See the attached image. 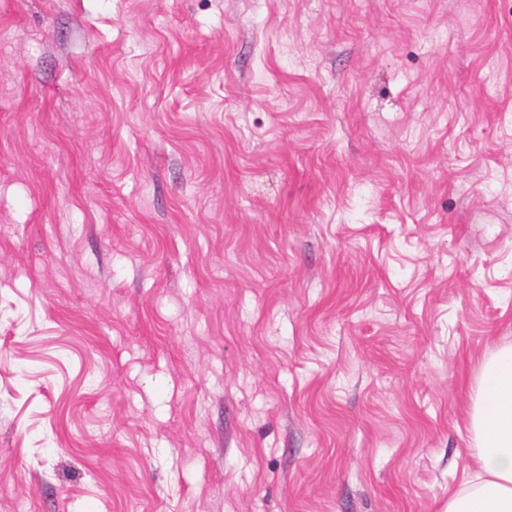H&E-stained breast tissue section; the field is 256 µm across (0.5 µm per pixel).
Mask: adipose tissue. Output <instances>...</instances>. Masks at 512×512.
<instances>
[{"label":"adipose tissue","mask_w":512,"mask_h":512,"mask_svg":"<svg viewBox=\"0 0 512 512\" xmlns=\"http://www.w3.org/2000/svg\"><path fill=\"white\" fill-rule=\"evenodd\" d=\"M466 425L472 464L446 512H512V345L483 358Z\"/></svg>","instance_id":"ef3b65f1"}]
</instances>
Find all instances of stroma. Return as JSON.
Returning a JSON list of instances; mask_svg holds the SVG:
<instances>
[{
    "label": "stroma",
    "instance_id": "1",
    "mask_svg": "<svg viewBox=\"0 0 512 512\" xmlns=\"http://www.w3.org/2000/svg\"><path fill=\"white\" fill-rule=\"evenodd\" d=\"M512 344V0H0V512H445Z\"/></svg>",
    "mask_w": 512,
    "mask_h": 512
}]
</instances>
